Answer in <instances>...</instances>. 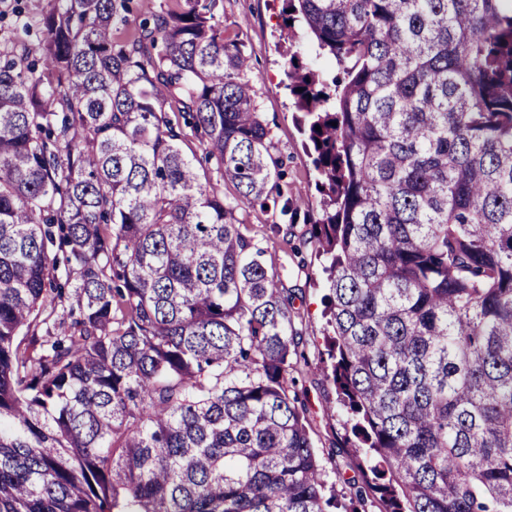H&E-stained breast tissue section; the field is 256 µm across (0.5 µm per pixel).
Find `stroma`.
I'll return each instance as SVG.
<instances>
[{"label":"stroma","mask_w":512,"mask_h":512,"mask_svg":"<svg viewBox=\"0 0 512 512\" xmlns=\"http://www.w3.org/2000/svg\"><path fill=\"white\" fill-rule=\"evenodd\" d=\"M224 38L243 46L244 76L255 90V101L269 124L270 152L287 170L280 187L285 197L302 199L296 223H285L279 211L246 207L238 211L242 232L267 257L288 270L286 287L293 294V315L304 358L291 371L290 387L306 410L311 437L325 467L324 479L338 499L346 501L362 483L360 456L354 448L352 420L340 404L336 388L324 368L327 290L315 258L312 222L321 213L317 173L305 150V137L284 74L291 47L282 33L283 0H223Z\"/></svg>","instance_id":"1"}]
</instances>
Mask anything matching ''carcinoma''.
I'll return each mask as SVG.
<instances>
[{"label": "carcinoma", "mask_w": 512, "mask_h": 512, "mask_svg": "<svg viewBox=\"0 0 512 512\" xmlns=\"http://www.w3.org/2000/svg\"><path fill=\"white\" fill-rule=\"evenodd\" d=\"M220 0L136 32L47 0L0 39V512H327L287 274L301 204ZM331 373L380 512H512V0H287ZM203 130L224 193L166 111ZM320 130H315V127Z\"/></svg>", "instance_id": "carcinoma-1"}]
</instances>
